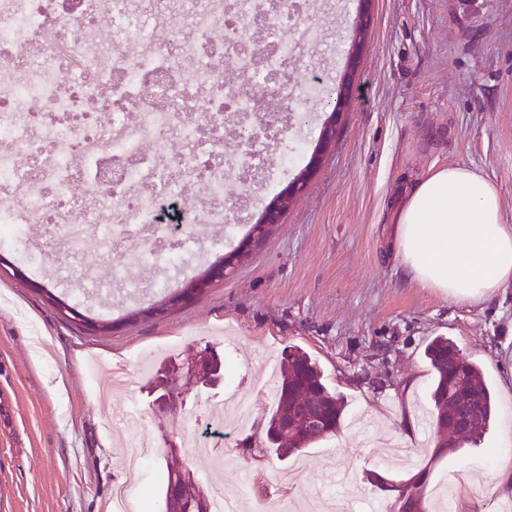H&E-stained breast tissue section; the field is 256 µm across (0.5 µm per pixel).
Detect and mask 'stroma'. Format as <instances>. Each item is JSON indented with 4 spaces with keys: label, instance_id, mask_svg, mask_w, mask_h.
<instances>
[{
    "label": "stroma",
    "instance_id": "obj_1",
    "mask_svg": "<svg viewBox=\"0 0 512 512\" xmlns=\"http://www.w3.org/2000/svg\"><path fill=\"white\" fill-rule=\"evenodd\" d=\"M356 16V0H318L313 14L290 21L298 59L277 82L302 98L304 110L259 146L277 175L275 189L235 179L212 209L238 212L252 227L275 191L301 172L330 112L302 92L315 76L335 86ZM371 16L335 142L230 279L164 315L132 316L163 298L159 279L181 285L237 248L240 235L206 220L191 226L196 244L167 274L132 263L133 237L112 236L105 248L84 224L73 227L82 238L76 247L50 224L27 225L23 239L0 247L23 272L19 279L0 273V512H109L126 454L110 430L130 414L139 418L131 441L156 447L129 490L138 512L162 501L172 444L204 489L247 486L245 512H275L281 501L323 487L344 498L347 512H398L395 492L368 476L399 484L417 468L430 471L428 497L452 483L472 512H502L506 501L489 492L494 472L486 463L512 436V386L502 384L512 369V285L481 306L423 287L399 264L393 213L413 181L455 164L496 184L512 224V0H373ZM311 25L322 32L315 43L302 37ZM293 149L299 162L281 169ZM122 261L124 280H112ZM60 300L110 331L62 317ZM436 336L482 367L497 400L481 445L440 457L422 448L433 379L423 350ZM45 337L46 356L37 350ZM291 345L317 360L346 408L335 435L280 459L266 447L274 399L256 386L264 362L280 365ZM209 348L223 362V383L184 384L183 406L158 414V365L200 362ZM117 369L135 385L107 404L100 391ZM232 394L249 399L248 423L225 417L209 447H193L190 419Z\"/></svg>",
    "mask_w": 512,
    "mask_h": 512
}]
</instances>
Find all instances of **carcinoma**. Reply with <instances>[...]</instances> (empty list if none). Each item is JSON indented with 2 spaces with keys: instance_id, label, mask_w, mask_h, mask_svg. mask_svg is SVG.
Listing matches in <instances>:
<instances>
[{
  "instance_id": "cac0c4a2",
  "label": "carcinoma",
  "mask_w": 512,
  "mask_h": 512,
  "mask_svg": "<svg viewBox=\"0 0 512 512\" xmlns=\"http://www.w3.org/2000/svg\"><path fill=\"white\" fill-rule=\"evenodd\" d=\"M424 358L434 374L428 417L434 425L436 453L479 446L495 414L494 393L481 366L445 336L426 344ZM275 399L266 441L280 458L335 434L345 411L343 397L325 382L316 360L298 346L291 347L283 361ZM427 480L425 469L410 479L421 490L412 504L414 512H432L422 494Z\"/></svg>"
}]
</instances>
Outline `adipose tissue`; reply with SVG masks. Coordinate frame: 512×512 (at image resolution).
I'll list each match as a JSON object with an SVG mask.
<instances>
[{"instance_id":"1","label":"adipose tissue","mask_w":512,"mask_h":512,"mask_svg":"<svg viewBox=\"0 0 512 512\" xmlns=\"http://www.w3.org/2000/svg\"><path fill=\"white\" fill-rule=\"evenodd\" d=\"M393 222L403 269L449 300L478 305L512 283V224L495 183L478 171L432 170L407 191Z\"/></svg>"}]
</instances>
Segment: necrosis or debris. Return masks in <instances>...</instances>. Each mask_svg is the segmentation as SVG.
Here are the masks:
<instances>
[{"label": "necrosis or debris", "instance_id": "obj_1", "mask_svg": "<svg viewBox=\"0 0 512 512\" xmlns=\"http://www.w3.org/2000/svg\"><path fill=\"white\" fill-rule=\"evenodd\" d=\"M68 2L0 0V189L22 197L0 205V243L19 241L26 224H54L65 237L74 224H112L136 234L137 262L180 266L182 253L160 242L186 237L200 216L178 187L218 200L231 174L258 166L249 147L264 135L255 118L267 83L296 59L282 19L308 12L309 0H149L163 25L148 38L129 0ZM177 8L193 36L176 47ZM228 24L241 45L225 62L252 76V90H236L213 64ZM105 26L123 39L99 43ZM139 40L142 52L130 54ZM225 114L241 146L233 154ZM79 179L86 189L76 196Z\"/></svg>", "mask_w": 512, "mask_h": 512}]
</instances>
